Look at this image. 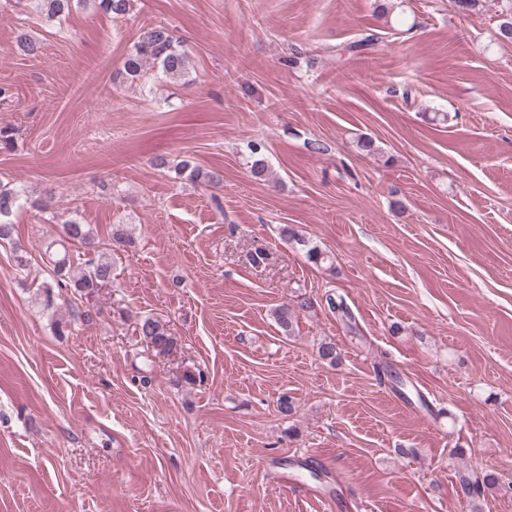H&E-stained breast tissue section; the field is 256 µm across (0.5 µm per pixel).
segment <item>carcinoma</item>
Returning <instances> with one entry per match:
<instances>
[{"label":"carcinoma","instance_id":"1","mask_svg":"<svg viewBox=\"0 0 512 512\" xmlns=\"http://www.w3.org/2000/svg\"><path fill=\"white\" fill-rule=\"evenodd\" d=\"M40 12L51 19H62L70 12L73 0H39ZM97 8L114 19H121L130 14L133 0H94ZM502 14L507 19L498 28V37L502 41L512 42V0H506ZM148 65L159 68L168 79H181L190 69V55L176 38L173 30L165 25L149 26L141 30L133 49L122 63L123 81L131 85L141 80ZM264 146L260 142L250 144L252 163L250 173L256 179L268 176V166L263 158ZM176 178L183 177L200 182L209 187L222 183L220 176L212 171H204L195 162L186 157L173 166ZM21 191L0 180V240L11 237L13 223L11 217L20 208ZM93 229L90 225L71 218L62 224L60 238L52 241L49 247L54 249L51 258L49 279L39 284V295L43 304L51 308L65 300L64 292L73 290L87 298L93 297L100 288L112 281V258L101 252L85 260L84 265L74 266L68 245L78 244L89 247L93 244ZM313 307L310 298L301 294L291 305H282L274 310V318L280 327L292 330L295 312H304ZM135 332L154 349L168 351L175 345L168 334L166 325L153 317H145L137 323ZM497 484L496 478L485 475L477 476L467 485V494L478 498L485 491Z\"/></svg>","mask_w":512,"mask_h":512}]
</instances>
